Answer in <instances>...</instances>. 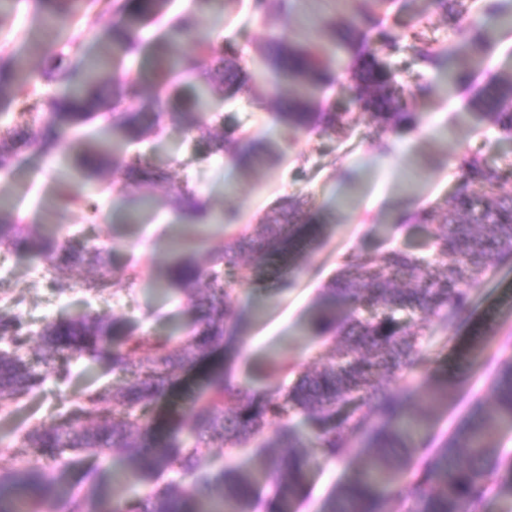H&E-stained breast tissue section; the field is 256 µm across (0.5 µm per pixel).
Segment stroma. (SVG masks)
Instances as JSON below:
<instances>
[{"mask_svg":"<svg viewBox=\"0 0 512 512\" xmlns=\"http://www.w3.org/2000/svg\"><path fill=\"white\" fill-rule=\"evenodd\" d=\"M465 2L468 12L458 21L449 19L447 8L437 0H396L362 24L369 46H376L385 32L399 38L387 61L402 92L403 110L415 116L413 126L399 131L364 115L338 136L298 134L278 162L245 169L231 157L207 153L196 132L187 127L181 100L171 99L162 116L161 147L145 141L128 148L129 154L166 164L168 182L132 191L115 174L109 176L107 190L96 197V222H89L81 211L68 215L69 235L88 234L106 241L110 277L88 264L51 271L37 252L0 250V314L20 317L34 333L46 323L86 313L111 316L137 333L184 331L194 314L185 297L163 292L168 268L185 259L211 267L225 239L238 233L240 226L259 223L282 199L293 197L302 202L308 220L302 242L288 261L249 270L247 281L235 287L240 317L236 336L223 351L192 370L177 372L174 386L155 405L156 423L164 427L182 416L187 404L202 393L214 366L224 365L237 382L254 387L290 383V376L270 370L272 359L292 362L302 370L319 367L329 350L311 335L308 320L344 259L393 248L420 254L424 230L417 227L402 234L396 226L414 211L449 200L463 184L464 158L476 156L512 170V141L502 138L492 118L475 116L471 106L487 85L512 74V30L493 34L485 27L484 13L492 0ZM34 9L33 0H16L11 27L0 33V53L33 71L43 68L44 50L57 52L67 43L78 45L85 55H96L115 22L111 10L98 6L87 18L60 28L39 50L32 42ZM308 11L303 4L285 11L271 4L258 11L253 0H236L218 21L197 0H171L168 17L194 13L199 28L231 41L235 50L238 80L232 90H217L210 100L207 122L213 132L234 140L259 136L279 141L282 126L276 116L288 89L266 84L256 59L270 35L302 36ZM419 43L435 51L437 60L422 61L414 51ZM473 44L480 46L481 53L466 80L446 86L442 59ZM324 53L334 81L316 91L314 111L355 112L354 49L341 51L328 45ZM76 147V135L64 133L55 152L21 150L12 173L0 175V202H6L8 211L36 234L51 231L58 173L71 164ZM183 187L207 200L216 217L224 210H236L238 224L228 227L217 220L187 226L185 246L171 249V226L178 221L172 198ZM57 279L67 281L68 290H54ZM470 307L471 316L463 322L413 321V328L425 333L424 360L396 383L400 393L410 394L414 409L431 414L434 446L447 440L477 405L490 404L493 367L512 359V263L488 268L479 286L470 291ZM478 337L488 345L490 363L472 368L462 354ZM70 370L68 382L47 378L20 404L0 406V422L10 424L7 445H15L35 425L69 409L86 388L117 383L108 366L86 357L72 361ZM443 380L457 382L458 389L440 408L429 402L428 385ZM357 460L353 449L340 461L317 460L296 512H318ZM126 463V454L119 449L105 457L74 453L64 466L43 460L57 490L49 500V512H66V496L83 497L92 489L109 499L136 495V488L115 480Z\"/></svg>","mask_w":512,"mask_h":512,"instance_id":"stroma-1","label":"stroma"}]
</instances>
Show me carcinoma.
Returning <instances> with one entry per match:
<instances>
[{
    "instance_id": "obj_1",
    "label": "carcinoma",
    "mask_w": 512,
    "mask_h": 512,
    "mask_svg": "<svg viewBox=\"0 0 512 512\" xmlns=\"http://www.w3.org/2000/svg\"><path fill=\"white\" fill-rule=\"evenodd\" d=\"M98 0H35L33 23L44 29L45 14L64 23L88 14ZM168 0H143L135 15L126 13L125 0H109L119 19L112 40L94 58L72 66L65 54H52L39 72L23 68L12 57H0V107H17L18 116L38 103L47 119L38 128L29 123L7 129L0 139V173H9L20 148L43 153L56 148L61 130L103 119L102 131L86 137L74 167L87 182L119 173L124 183H164L165 169L142 157L128 158L108 144L105 136L121 145L156 136L163 99L171 92L165 81L157 86L155 121L147 123L128 102L141 96L137 78H119L107 93L98 70L142 49L140 30L145 22L165 18ZM489 28L511 27L512 10L494 5L487 11ZM330 41L346 46L358 40L356 22L339 26L329 21L321 28ZM194 43L196 56L210 62L200 74L203 85L191 90L183 112L193 116L192 128L212 153L229 149L243 162L273 164L278 144L247 140L242 144L212 133L203 119L208 96L215 85L232 82L237 68L228 58V41L216 42L195 28L183 15L169 25L157 45L160 72L184 68L194 62L180 53L184 40ZM477 51L470 46L448 62L447 77L456 84L465 78L464 57ZM259 68L269 72L273 86L290 88L285 111L279 113L282 141L299 132L316 129L332 136L344 130L345 113L313 111L311 94L329 75L318 47L273 34L260 51ZM360 108L394 128L411 119L399 110L400 102L390 68L369 52L353 70ZM65 82V91L44 101L38 87ZM480 114L493 118L512 138V75L487 86L472 101ZM466 188L449 201L445 223L434 224V212L414 213L411 220L429 225L431 256H415L399 248L380 255L351 256L327 285L308 327L312 335L332 342L325 362L304 372L286 388L256 390L235 383L216 367L205 380L204 392L188 410L192 439L182 429L157 434L152 406L172 384L175 372L198 357L224 345L238 325L233 306V285L241 281L240 257L253 268L288 259L299 238L298 212L282 208L270 224H257L224 243V251L205 272L188 261L170 267L168 284L187 296L196 321L181 336L143 333L134 335L116 327L112 318L88 314L46 326L40 333V352L28 359L25 351L32 336L15 317L0 315V403L7 405L31 394L48 375L69 376L71 360L90 356L111 366L119 385L109 391L86 390L75 407L49 424L33 427L14 454L23 466L0 477L6 487L23 490L26 500L0 496V512H40L51 482L40 469L41 461H61L69 449L97 454L123 448L128 463L124 481L154 485L147 493L124 500L97 499V512H253L256 477L227 466L206 462L211 445L239 448L263 435L268 422H280L273 436L256 449L261 473L272 479L277 512H294L303 496L309 458L306 443L288 423L292 414L304 417L328 460L343 458L352 439L362 445L355 471L338 484L320 512H385L384 505L408 512H487L493 498L512 500V458L504 456L497 438L512 428V362L500 363L492 374L494 407L472 412L439 448H421L429 418L408 404V398L379 383L400 378L418 365L422 336L402 324L401 318L453 320L466 312L469 289L484 276L492 262L512 260V196L499 195L508 175L472 156L462 160ZM85 202V195L69 185L60 188L56 214L63 216ZM174 209L185 224H204L211 217L208 202L196 192L181 188L174 193ZM0 249H32L56 270L85 260L104 268L98 249L90 250L77 237L40 238L21 218L0 212ZM268 448L278 452L269 454ZM179 479L156 485L165 473Z\"/></svg>"
}]
</instances>
